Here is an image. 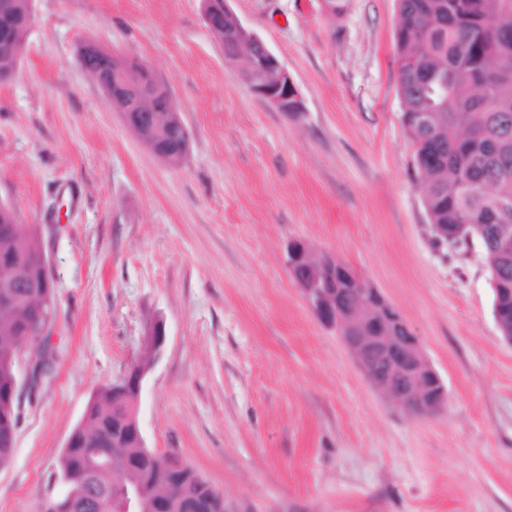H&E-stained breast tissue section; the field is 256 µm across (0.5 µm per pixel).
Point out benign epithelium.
I'll return each instance as SVG.
<instances>
[{
  "label": "benign epithelium",
  "instance_id": "7a95c632",
  "mask_svg": "<svg viewBox=\"0 0 512 512\" xmlns=\"http://www.w3.org/2000/svg\"><path fill=\"white\" fill-rule=\"evenodd\" d=\"M232 18L243 39L235 54L224 56L227 66L233 68L259 98L273 105L279 112H302L303 99L279 57L255 32L246 28L229 8L227 0H203V19L215 35L224 31V19ZM287 268L292 273L296 288L303 294L315 317L324 325L338 330L344 343L354 355L372 386L392 395L404 408L421 414L440 410L447 401V390L434 389L427 378H438L435 370L425 361L418 340L400 312L374 288L361 280L351 268L336 267L325 261L311 260L307 247L293 241L287 249ZM342 273L359 282L364 288V298L357 312L345 314L336 309V273ZM388 316L403 325L407 340L399 345L393 336H365V324L375 317ZM165 341V324L162 319L151 321L141 340V358L117 383L116 393L134 395L135 401L125 409L126 420L134 431L136 447H145L138 421V401L143 378L150 363ZM395 359L393 373L398 382L385 380L375 369L371 349ZM30 347L23 344L15 358V367L27 363L28 378L36 380L42 373L45 360L30 357ZM122 512H143V498L137 484L130 482L123 494Z\"/></svg>",
  "mask_w": 512,
  "mask_h": 512
}]
</instances>
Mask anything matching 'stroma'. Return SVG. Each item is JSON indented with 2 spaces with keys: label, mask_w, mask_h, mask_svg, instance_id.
<instances>
[{
  "label": "stroma",
  "mask_w": 512,
  "mask_h": 512,
  "mask_svg": "<svg viewBox=\"0 0 512 512\" xmlns=\"http://www.w3.org/2000/svg\"><path fill=\"white\" fill-rule=\"evenodd\" d=\"M304 102L283 113L224 63L202 0H35L0 83V203L55 281L49 371L20 393L0 512H38L92 397L166 338L138 401L234 512H512V343L487 266L438 248L400 121L398 0H229ZM91 43L149 66L190 134L177 167L76 65ZM298 240L393 304L448 392L418 416L367 380L287 270Z\"/></svg>",
  "instance_id": "1"
}]
</instances>
